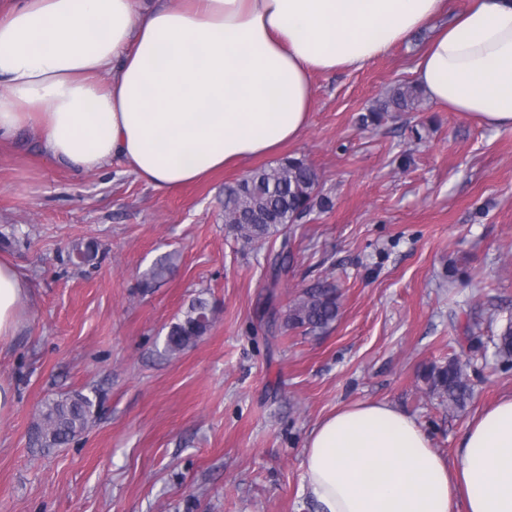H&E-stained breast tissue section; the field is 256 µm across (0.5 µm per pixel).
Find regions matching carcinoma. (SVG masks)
Segmentation results:
<instances>
[{
    "mask_svg": "<svg viewBox=\"0 0 512 512\" xmlns=\"http://www.w3.org/2000/svg\"><path fill=\"white\" fill-rule=\"evenodd\" d=\"M419 105L416 86L402 84L376 109L372 121L382 112H409ZM328 201L320 197L319 176L304 159L287 156L280 161L260 166L244 177L224 186V223L245 244L281 238L280 248L267 258L271 287H279L288 272L291 254L289 226L316 207ZM339 314L336 288L318 282L302 289L288 308L287 323L309 332L328 328ZM215 307L201 296L190 303L183 315L173 322L164 339L163 352L173 356L195 345L211 329ZM498 360L512 364V320L506 322L496 336ZM423 379L430 392L448 404V409H461L471 398L467 372L453 357L445 364L427 367ZM97 396L82 392L46 401L34 425V439L42 448H56L75 439L89 425Z\"/></svg>",
    "mask_w": 512,
    "mask_h": 512,
    "instance_id": "1",
    "label": "carcinoma"
}]
</instances>
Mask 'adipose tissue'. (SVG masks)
Returning <instances> with one entry per match:
<instances>
[{
	"label": "adipose tissue",
	"instance_id": "1",
	"mask_svg": "<svg viewBox=\"0 0 512 512\" xmlns=\"http://www.w3.org/2000/svg\"><path fill=\"white\" fill-rule=\"evenodd\" d=\"M447 0H0V142L35 126L54 163L120 160L157 189L272 155L310 124L313 77L406 42ZM109 81H101L104 72ZM439 110L512 129V0H471L417 58ZM27 285L0 262V339ZM316 512H512V395L448 465L384 402L336 410L303 460Z\"/></svg>",
	"mask_w": 512,
	"mask_h": 512
}]
</instances>
